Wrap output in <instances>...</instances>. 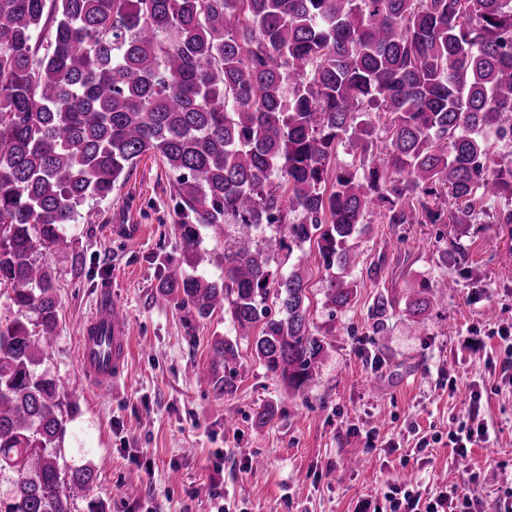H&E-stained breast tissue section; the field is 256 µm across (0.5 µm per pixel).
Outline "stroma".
Returning <instances> with one entry per match:
<instances>
[{
    "label": "stroma",
    "instance_id": "obj_1",
    "mask_svg": "<svg viewBox=\"0 0 512 512\" xmlns=\"http://www.w3.org/2000/svg\"><path fill=\"white\" fill-rule=\"evenodd\" d=\"M96 220L71 225L80 270L58 264L60 322L43 367L66 384L74 413L62 444L70 466L90 465L89 496L105 512H356L391 485L435 490L471 478L483 512H500L512 489V380L498 337L512 326V229L474 224H386L372 216L353 240L361 263L355 299L337 314L325 307L326 274L308 265L310 324L325 350L311 384L290 395L236 336L229 316L190 322L159 302L157 261L185 269L174 237L170 178L142 157ZM113 224H139L142 238H113ZM439 282L423 331L405 312L408 288ZM394 308L382 335L369 318L374 298ZM120 301L131 336L129 374L99 399L77 365L85 317L105 297ZM235 339L234 388L216 397L203 376L212 344ZM493 444L457 457L448 433L466 420L471 393ZM274 416L261 420L263 409ZM428 447L414 448L420 440ZM363 465H352L354 455Z\"/></svg>",
    "mask_w": 512,
    "mask_h": 512
}]
</instances>
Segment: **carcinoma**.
Returning <instances> with one entry per match:
<instances>
[{"instance_id":"carcinoma-1","label":"carcinoma","mask_w":512,"mask_h":512,"mask_svg":"<svg viewBox=\"0 0 512 512\" xmlns=\"http://www.w3.org/2000/svg\"><path fill=\"white\" fill-rule=\"evenodd\" d=\"M491 132L512 144V0H0V287L18 313L0 319V472L13 473L0 512H73L97 480L60 464L65 385L39 370L59 324L53 260L80 265L67 226L142 157L173 178L190 267L205 260L200 228L237 226L221 279L164 267L158 297L196 320L224 311L241 336L259 328L256 358L299 392L324 346L302 271L275 259L313 244L336 310L375 210L512 224V155ZM436 287L410 288L417 329ZM393 307L374 298V332ZM236 354L214 345L217 364ZM208 383L233 389L215 369Z\"/></svg>"}]
</instances>
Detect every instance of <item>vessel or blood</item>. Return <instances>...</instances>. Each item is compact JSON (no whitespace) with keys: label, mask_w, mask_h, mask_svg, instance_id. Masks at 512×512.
Returning a JSON list of instances; mask_svg holds the SVG:
<instances>
[{"label":"vessel or blood","mask_w":512,"mask_h":512,"mask_svg":"<svg viewBox=\"0 0 512 512\" xmlns=\"http://www.w3.org/2000/svg\"><path fill=\"white\" fill-rule=\"evenodd\" d=\"M130 342L124 308L115 301L100 304L85 321L78 365L99 395H111L129 370Z\"/></svg>","instance_id":"1"}]
</instances>
